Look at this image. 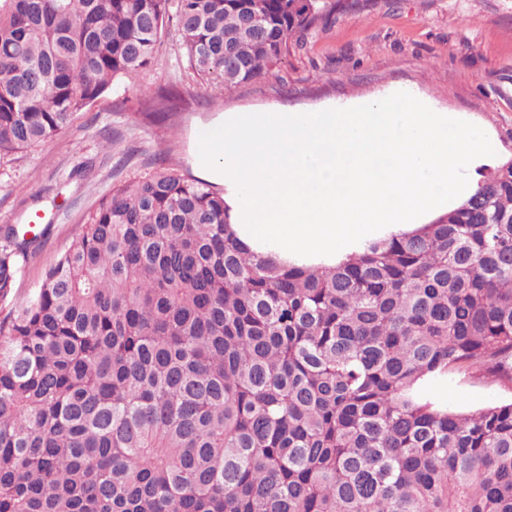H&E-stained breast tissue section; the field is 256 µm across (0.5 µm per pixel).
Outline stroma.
Segmentation results:
<instances>
[{"label":"stroma","instance_id":"stroma-1","mask_svg":"<svg viewBox=\"0 0 512 512\" xmlns=\"http://www.w3.org/2000/svg\"><path fill=\"white\" fill-rule=\"evenodd\" d=\"M176 94L167 121L148 117L158 90ZM406 91L436 112L482 125L497 142L477 171L512 158V0H344L289 51L272 76L225 90L201 87L184 49L163 38L154 65L111 91L56 136L0 157V227L38 214L46 231L21 263L13 292L37 288L89 212L114 186L163 166L204 178L199 136L237 112L343 109ZM111 148H104V141ZM452 411H471L512 392L455 374L430 389Z\"/></svg>","mask_w":512,"mask_h":512}]
</instances>
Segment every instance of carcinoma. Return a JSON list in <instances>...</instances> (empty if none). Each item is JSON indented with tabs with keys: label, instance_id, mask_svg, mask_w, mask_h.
<instances>
[{
	"label": "carcinoma",
	"instance_id": "carcinoma-1",
	"mask_svg": "<svg viewBox=\"0 0 512 512\" xmlns=\"http://www.w3.org/2000/svg\"><path fill=\"white\" fill-rule=\"evenodd\" d=\"M339 0H0V155L34 147L174 33L207 85L264 78ZM224 193L112 189L39 288L0 229V512H512V158L411 234L282 264ZM428 395L448 406L450 411H471L498 401L510 400L512 391L481 383L475 378L450 374L448 380L437 383Z\"/></svg>",
	"mask_w": 512,
	"mask_h": 512
}]
</instances>
